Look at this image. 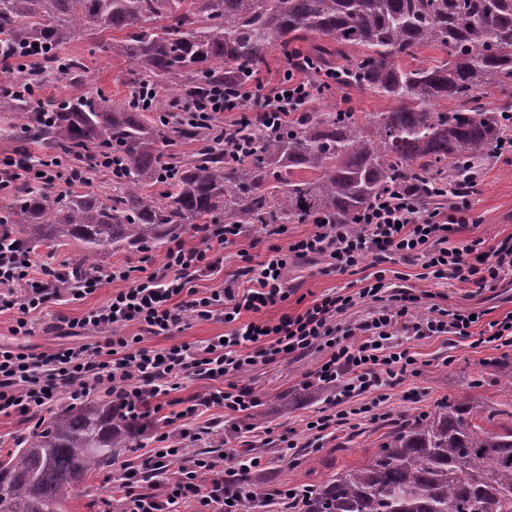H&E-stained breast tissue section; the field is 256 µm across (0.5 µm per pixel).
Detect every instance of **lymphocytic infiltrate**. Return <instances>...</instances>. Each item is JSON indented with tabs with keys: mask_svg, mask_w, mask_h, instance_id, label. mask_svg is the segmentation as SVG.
Masks as SVG:
<instances>
[{
	"mask_svg": "<svg viewBox=\"0 0 512 512\" xmlns=\"http://www.w3.org/2000/svg\"><path fill=\"white\" fill-rule=\"evenodd\" d=\"M311 93L308 81L289 69L269 87L248 83L234 92L217 89L206 108L217 113L258 110L285 121L304 109ZM85 182L84 173L62 161L33 163L0 155V193L16 183L64 189ZM472 221L471 192L451 193L445 206L425 213L419 211L412 193L387 192L352 226L317 224L306 235L292 237L287 225H270L267 235L275 243L260 262L243 247L241 225L214 224L201 242L174 241L161 267H103L73 288L67 285L66 270L34 261L0 237V304L17 311L13 334L28 335L30 313L47 304L79 300L104 288L110 291L106 301L80 319L57 324L68 334L93 332L96 341L39 350L0 344V416L19 415L37 427L60 397L76 402L90 391L103 392L123 415L157 419L151 433L155 449L140 471L120 477L122 512H242L238 494L225 489L213 472L222 462L258 471L264 456L228 448L222 459H215L198 450L205 429L195 423L202 407L240 416L256 406L251 389L236 382L238 373L320 347L324 356L309 384L328 392L329 398L305 423L306 432L320 440L381 418L390 390L416 371L417 359L405 337L474 336L482 344L512 346V311L490 321L482 331L469 313L461 311L448 320L415 322L408 312L419 295L392 282L380 269L381 263L398 259L421 266L436 279L481 290L496 287L503 275L512 272V235L491 245L482 239H460V232ZM229 248L235 249L239 260L231 280L199 289V281L220 272L221 254ZM318 261L326 271L360 275L359 288L334 289L300 312L283 314L275 321L260 319L261 311L290 298L292 269L301 262ZM368 262L376 270L367 275L363 268ZM385 293L394 308L347 326L338 323V315L357 300H376ZM245 312L253 313V320L242 321ZM189 315L230 324L231 330L201 345L143 347L144 336L173 335ZM130 325L138 327V334L122 335V328ZM201 379L215 382V389L186 399L179 411H168L172 392L185 381ZM176 422L181 429L174 435L168 428ZM147 475L154 478L149 489L142 484Z\"/></svg>",
	"mask_w": 512,
	"mask_h": 512,
	"instance_id": "1",
	"label": "lymphocytic infiltrate"
}]
</instances>
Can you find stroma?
Wrapping results in <instances>:
<instances>
[{
	"label": "stroma",
	"instance_id": "1",
	"mask_svg": "<svg viewBox=\"0 0 512 512\" xmlns=\"http://www.w3.org/2000/svg\"><path fill=\"white\" fill-rule=\"evenodd\" d=\"M88 47L87 39L78 38L68 48L69 53L82 57L87 65L85 82L77 86L48 84L42 92L45 101L85 94L100 95L115 104L125 99L133 79L128 66L123 61L112 59L108 52H89ZM473 215L476 222L467 231V238L491 242L512 233V155L492 158L484 167L473 199ZM391 268L407 274L409 286L437 295L436 300L424 299L414 305L408 313L411 319L428 318L441 308L451 313L482 310L492 321L512 310V274L505 275L496 289L480 291L445 280L419 279V266L400 260L392 262ZM355 283V277L324 272L318 264L301 266L296 277L288 281L289 287L304 296ZM107 296V290L103 289L82 300L59 301L35 311L30 316L31 333L27 336L12 335L15 312L0 307V344L37 349L59 342V332L55 328L58 318H81L89 308L105 301ZM227 330V325L220 321L190 318L173 336H148L144 338L143 345L160 349L183 342L201 344ZM404 342L416 353L420 373L406 377L393 389L388 421L366 425L356 435L339 432L335 437L309 443L305 422L323 406L326 399L325 394L303 385L305 376L316 368L322 356L321 351L314 349L306 355L285 356L239 374L238 383L251 388L258 399V415L241 420L224 415L219 408L206 410L204 419L216 421L221 434L204 440V447H241L240 431L248 426L259 431L271 427L279 434L294 432L296 439L303 444L294 461L283 460L276 449L265 447L261 450L267 465L260 486L269 493L277 488L315 487L330 476L332 469L366 462L380 447L390 422L432 412L437 405L457 398L469 399L494 412L497 421H512V387L504 385L495 371L497 363L512 358V348L498 349L487 344L473 346L469 341L453 336H408ZM324 458L329 459V466H321L320 461ZM122 466V461L118 460L89 475L69 501L66 512H105V502L113 491L111 479L121 472Z\"/></svg>",
	"mask_w": 512,
	"mask_h": 512
}]
</instances>
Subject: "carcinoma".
I'll return each mask as SVG.
<instances>
[{
    "mask_svg": "<svg viewBox=\"0 0 512 512\" xmlns=\"http://www.w3.org/2000/svg\"><path fill=\"white\" fill-rule=\"evenodd\" d=\"M103 32L116 37L99 48L135 75L127 99L76 97L32 111L18 92L25 61L16 52L39 48L33 70L75 84L86 66L60 50ZM428 46L447 58L397 63ZM272 53L316 87L334 69L336 87L395 106L357 116L320 91L284 127L260 112L243 118L257 145L239 155L215 141V116L169 122L218 87L257 80ZM491 80L512 85V0H0V88L13 112L6 136L15 154L44 144L88 167L112 162V192L50 197L15 187L0 224L25 252L43 241L80 242L79 278L109 248H147L187 228L197 235L208 224H351L394 188L416 193L419 209L430 210L512 143V95L487 105L481 90ZM444 100L455 106L437 108ZM177 140L195 145L190 158L167 152ZM143 434L110 399L57 410L0 454V512H65L89 472ZM299 506L512 512V425L484 426L469 401L447 402L395 423L367 463L337 470Z\"/></svg>",
    "mask_w": 512,
    "mask_h": 512,
    "instance_id": "carcinoma-1",
    "label": "carcinoma"
}]
</instances>
